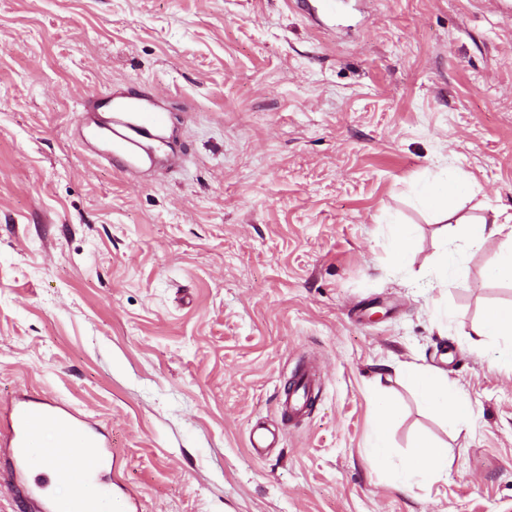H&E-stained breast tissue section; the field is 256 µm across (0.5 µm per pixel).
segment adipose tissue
I'll return each instance as SVG.
<instances>
[{
    "instance_id": "adipose-tissue-1",
    "label": "adipose tissue",
    "mask_w": 512,
    "mask_h": 512,
    "mask_svg": "<svg viewBox=\"0 0 512 512\" xmlns=\"http://www.w3.org/2000/svg\"><path fill=\"white\" fill-rule=\"evenodd\" d=\"M469 184L466 178L436 179L426 184L422 190V199L431 207L443 213L445 218L455 219L461 229L448 238L449 246L440 252L437 270L440 281H448L459 272L461 257L472 248L484 242L495 240L500 245V253L494 265L486 271L487 278H512V214L505 216L494 212L492 218L481 219L475 231L464 228L467 216H454L448 208L449 200L468 195ZM498 339L499 345L492 359L494 365L512 366V305L492 307L485 314L482 322L473 329L471 343L482 347L486 339ZM401 375L415 387L421 403L431 411L440 414L449 423L453 431H469L474 411L470 399L464 393L455 390L448 382L447 376L424 371L408 364L401 368ZM397 414L394 403L384 395L374 399V431L367 449L370 461L378 466L388 460V430Z\"/></svg>"
}]
</instances>
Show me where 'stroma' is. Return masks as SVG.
<instances>
[{"mask_svg": "<svg viewBox=\"0 0 512 512\" xmlns=\"http://www.w3.org/2000/svg\"><path fill=\"white\" fill-rule=\"evenodd\" d=\"M140 87L173 164L133 183L82 144L86 97ZM465 174L512 212V13L500 0H0V407L92 418L141 512H512V369L468 335L512 280L491 241L438 282L422 184ZM411 224L397 264L391 227ZM321 388L276 448L295 368ZM442 371L455 434L397 375ZM400 405L385 468L371 398ZM448 472L407 483L418 437ZM280 439V430L266 425L255 424L248 432V442L255 455L261 456L270 448H276Z\"/></svg>", "mask_w": 512, "mask_h": 512, "instance_id": "1", "label": "stroma"}]
</instances>
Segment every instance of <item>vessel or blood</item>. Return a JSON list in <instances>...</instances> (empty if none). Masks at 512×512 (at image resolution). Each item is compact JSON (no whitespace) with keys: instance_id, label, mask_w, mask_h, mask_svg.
<instances>
[{"instance_id":"vessel-or-blood-1","label":"vessel or blood","mask_w":512,"mask_h":512,"mask_svg":"<svg viewBox=\"0 0 512 512\" xmlns=\"http://www.w3.org/2000/svg\"><path fill=\"white\" fill-rule=\"evenodd\" d=\"M107 119L92 122L98 151L129 180L159 162L169 112L152 93L115 94L105 98ZM298 385L283 395L282 420L294 423L308 412L310 396L321 384L319 372H297ZM54 428L56 439L44 444L40 436ZM280 431L265 425L250 427L248 442L255 455L276 447ZM0 464L8 469L5 487L23 495L29 512H140L134 490L115 491L116 461L106 434L72 408L47 396L18 395L0 410ZM66 482L75 492L58 496L54 484Z\"/></svg>"}]
</instances>
